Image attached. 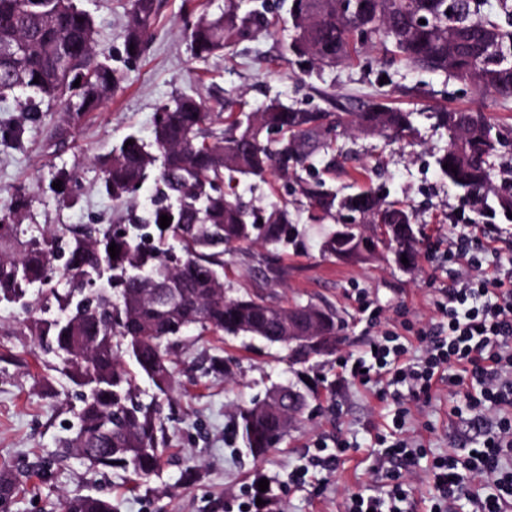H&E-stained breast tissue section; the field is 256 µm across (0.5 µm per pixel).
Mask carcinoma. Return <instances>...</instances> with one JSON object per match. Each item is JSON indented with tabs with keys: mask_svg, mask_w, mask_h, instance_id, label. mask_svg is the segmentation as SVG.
Listing matches in <instances>:
<instances>
[{
	"mask_svg": "<svg viewBox=\"0 0 512 512\" xmlns=\"http://www.w3.org/2000/svg\"><path fill=\"white\" fill-rule=\"evenodd\" d=\"M126 13L124 51L134 58L155 22L156 0H127ZM288 20L289 53L312 64L350 60L368 42L406 64L450 72L504 106L512 103V31L483 16L480 0H291ZM267 25L264 5L242 17L234 0H226L218 14L198 17L190 50L205 62ZM95 43L94 21L75 0H0V96L22 90L32 102H57V135L71 136L123 80L98 57ZM223 113L219 93L210 104L182 94L160 107L150 141L129 134L132 145L121 143L94 159L101 187L128 211L118 228L62 225L25 239L26 196L15 195L0 211V302L26 301L32 335L61 358L62 370L86 393L67 448L93 467L130 470L145 482L158 469L167 434L161 404L139 399L128 364L166 396L173 383L168 350L191 326L202 334H243L284 346L290 320L316 326L329 340L339 333L336 312L317 304L228 296L227 249L255 244L275 255L295 241L297 228L286 206L267 212L224 192V177L261 178L270 169L295 176L318 153L334 149L340 128L391 140L413 131L411 113L386 99L359 112L309 111L271 100L221 127L214 116ZM434 117L448 130V148L436 157L448 184L484 215L512 213V182L497 187L490 179L502 141L486 114L442 109ZM24 133L20 123L0 125V143H18ZM154 170L170 204L137 215L133 194ZM56 179L59 195L73 199L76 176L61 171ZM300 190L323 216L345 220L343 230L333 228L324 239L325 254L365 262L382 246L396 264L405 257L414 266L418 238L407 206L372 189L340 196L321 180L303 181ZM163 214L172 218L165 229ZM112 243L119 249L114 259ZM51 273L88 287L29 296ZM237 419L255 454L269 449V437L283 425L280 414L257 403L240 408ZM17 488L14 474L0 473V502H11ZM62 512L115 510L108 499L75 491L63 498Z\"/></svg>",
	"mask_w": 512,
	"mask_h": 512,
	"instance_id": "carcinoma-1",
	"label": "carcinoma"
}]
</instances>
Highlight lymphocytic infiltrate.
I'll return each mask as SVG.
<instances>
[{
	"mask_svg": "<svg viewBox=\"0 0 512 512\" xmlns=\"http://www.w3.org/2000/svg\"><path fill=\"white\" fill-rule=\"evenodd\" d=\"M494 249L490 240L475 245L449 236L448 260L457 271L440 305L447 322L419 332L426 352L421 368L404 363L408 348L402 343L377 345L372 354L390 384H407L413 397L427 396L435 376L444 372L449 391L464 398L457 414L475 421L489 411L497 416L474 454L433 461L432 512H458L463 500L470 512H512V268L494 275L483 271L480 256ZM480 480L493 481L495 493L472 494L471 484Z\"/></svg>",
	"mask_w": 512,
	"mask_h": 512,
	"instance_id": "f902f5d3",
	"label": "lymphocytic infiltrate"
}]
</instances>
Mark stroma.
<instances>
[{"label": "stroma", "mask_w": 512, "mask_h": 512, "mask_svg": "<svg viewBox=\"0 0 512 512\" xmlns=\"http://www.w3.org/2000/svg\"><path fill=\"white\" fill-rule=\"evenodd\" d=\"M156 21L140 57L124 51L123 0H79L97 26L96 51L123 75L111 99L70 137H54L58 107L41 101L40 121L26 119V96L0 99V121L23 123L14 146L0 145V210L14 194L29 197L33 220L26 236L57 224H118L125 211L99 188L94 157L128 134L151 139L160 105L189 93L210 100L223 88L235 105L253 110L272 99L313 110L340 105L356 110L390 96L412 114L414 132L390 143L353 131L338 135L334 156H320L301 178L321 179L343 195L372 188L409 206L421 245L416 266L399 268L385 252L366 263L325 257L321 242L333 226L318 219L298 192V179L269 171L264 179L235 176L234 192L247 204L287 205L299 229L295 245L282 251L281 280L266 279L260 247L225 255L231 295L262 292L284 305L315 302L336 309L343 344L329 356L304 358L280 345L243 335H198L186 330L171 348L175 384L163 398L169 442L158 473L141 481L129 471H97L65 444L75 434L80 391L58 372L59 358L40 348L27 327L21 303H0V471L23 478L11 512H61L67 493L79 490L112 501L115 512H346L351 494L386 496L391 482L373 468L377 437L389 433L396 404L385 379L363 384L343 374V360H370V345L393 334L411 339L408 361L423 350L419 330L444 322L438 308L455 267L448 261V234L499 239L500 253L483 257L484 271L512 265V223L480 217L464 207L458 191L440 174L435 158L448 132L433 116L440 108L487 112L508 144L492 171L494 183L512 173V107L503 108L470 83L445 72L422 70L369 46L350 61L310 68L288 54L289 0H270L272 26L213 56L193 60L187 27L208 0H158ZM78 170L82 184L63 204L53 187L59 171ZM223 357L229 372H215L210 357ZM309 379L307 408L278 444L256 456L237 428L239 407L266 399L272 386ZM409 411L403 438L422 444L415 464L403 469L404 512H430L434 458L467 453L478 432L452 414L456 400L447 383L433 386L428 401L405 398ZM268 480V495L258 483Z\"/></svg>", "instance_id": "1"}]
</instances>
